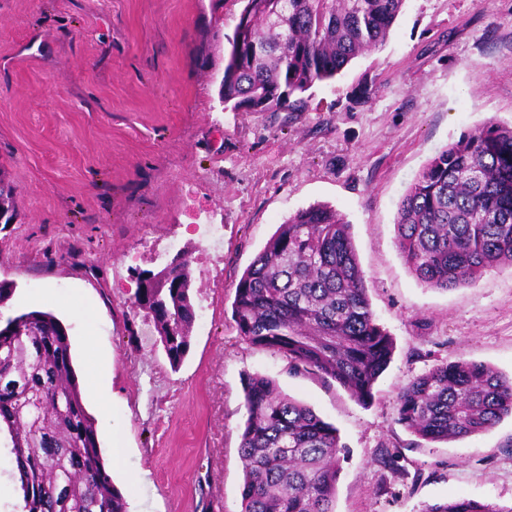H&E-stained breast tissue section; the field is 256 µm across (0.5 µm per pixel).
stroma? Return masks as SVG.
<instances>
[{"label":"stroma","mask_w":512,"mask_h":512,"mask_svg":"<svg viewBox=\"0 0 512 512\" xmlns=\"http://www.w3.org/2000/svg\"><path fill=\"white\" fill-rule=\"evenodd\" d=\"M236 0H0V174L18 214L0 224V320L53 311L85 379L109 360L96 417L129 512H240L243 379L259 374L339 431L336 512H425L452 499L512 505V417L428 442L397 423V395L437 361L512 376V267L441 290L396 239L400 199L439 151L487 120L512 125V0H406L385 42L315 85L302 112L222 110L213 73ZM327 204L351 226L392 360L360 404L339 384L292 376L231 318L244 270L289 215ZM224 226L219 251L196 220ZM191 251L196 318L171 368L135 303L138 272L171 240ZM74 301L53 306L46 292ZM398 456L384 464L386 453ZM0 440V512H21Z\"/></svg>","instance_id":"35a3bbf8"}]
</instances>
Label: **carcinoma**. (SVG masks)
I'll return each mask as SVG.
<instances>
[{
    "label": "carcinoma",
    "mask_w": 512,
    "mask_h": 512,
    "mask_svg": "<svg viewBox=\"0 0 512 512\" xmlns=\"http://www.w3.org/2000/svg\"><path fill=\"white\" fill-rule=\"evenodd\" d=\"M226 37L218 98L232 112H301L304 94L387 39L405 0H240ZM397 245L417 279L443 290L512 266V126L493 120L424 167L400 202ZM191 260L148 270L137 289L172 368L195 321ZM232 321L247 343L288 369L343 386L361 403L393 345L370 308L350 224L332 207L291 214L235 285ZM240 512H335L344 446L336 428L261 375L244 378ZM512 415V377L474 361H442L398 393L397 422L423 440L483 433ZM15 455L22 512H128L112 483L95 419L75 373L66 327L53 313L0 326V432ZM426 512H512L468 499Z\"/></svg>",
    "instance_id": "cac0c4a2"
}]
</instances>
